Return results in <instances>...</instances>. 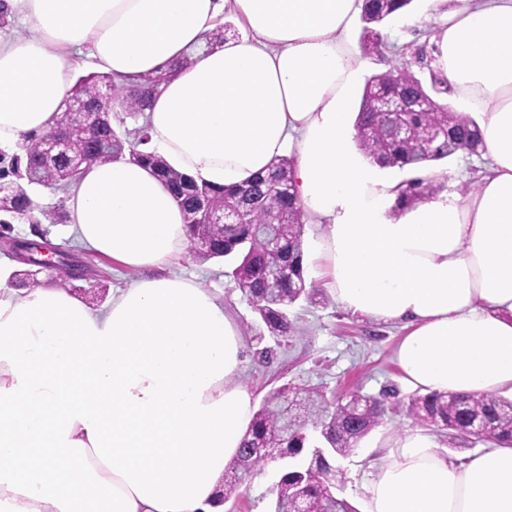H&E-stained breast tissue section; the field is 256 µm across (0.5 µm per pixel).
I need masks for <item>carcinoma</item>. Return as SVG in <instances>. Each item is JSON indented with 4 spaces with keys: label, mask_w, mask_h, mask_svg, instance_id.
<instances>
[{
    "label": "carcinoma",
    "mask_w": 512,
    "mask_h": 512,
    "mask_svg": "<svg viewBox=\"0 0 512 512\" xmlns=\"http://www.w3.org/2000/svg\"><path fill=\"white\" fill-rule=\"evenodd\" d=\"M412 0H364L361 46L370 52L383 44L379 26L396 12L405 10ZM194 53L186 54L175 66L135 79L118 81L111 74L89 73L79 77L71 97L84 102L86 134L71 141L69 155L58 156L48 167L36 166L45 138L52 132H67L56 116L52 126L40 134L22 138V153L0 167V182L9 189L0 194V212L27 219L33 202L25 184L53 186L66 190L90 166L118 160L143 163L154 169L173 190L189 220L196 202L206 199L211 207L235 206L244 211V223L233 227L189 226L193 252L203 260L224 258L233 264L232 276L238 288L251 300L255 312L276 337L292 331L288 309L307 298L302 263V236L307 215L291 192L293 160L286 156L272 159L267 173L235 187L200 185L192 177L178 172L163 157L140 151L113 128L112 119L123 126L126 119L138 120L160 86L178 69L191 63ZM108 89L112 95L109 111L96 108L98 93ZM448 92L445 81L431 75L430 85L407 68L375 74L367 79L355 120V141L366 157L386 167L421 168L431 162L449 159L459 153L473 155L482 146L476 120L443 101ZM388 93L416 99L420 105L399 113V120L410 129L413 139L391 140L382 137L391 117L376 110L375 100ZM424 141L427 150L417 149ZM440 186L424 178H411L397 185L392 214L417 205L437 194ZM284 263L291 274L270 288L265 271ZM408 413L418 422L436 425L448 431V447L477 442L512 446V401L478 395L430 393L413 396ZM384 408L378 400L360 394L346 402L326 403L314 388L284 385L270 391L254 414L239 450L238 458L224 476L220 495L228 500L238 494L251 479L261 473L269 460L252 452L256 447L284 448L299 456L307 443V429L320 431L326 445L338 457L354 453L360 440L381 424ZM481 422L485 430L474 434L472 424ZM336 472L328 461L309 459L301 467H288L276 483L274 512H287L298 495H303L316 512H357L347 499L334 494Z\"/></svg>",
    "instance_id": "obj_1"
}]
</instances>
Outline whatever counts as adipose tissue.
<instances>
[{
  "mask_svg": "<svg viewBox=\"0 0 512 512\" xmlns=\"http://www.w3.org/2000/svg\"><path fill=\"white\" fill-rule=\"evenodd\" d=\"M427 3L446 11L434 68L477 114L488 160L467 198L389 216L396 181L351 149L362 0H0L35 29L0 34V148L51 126L79 58L123 76L194 53L151 101L147 151L225 187L292 154L330 293L411 328L396 350L404 382L512 398V0ZM229 16L235 32L207 47ZM67 197L79 245L142 276L98 309L0 277V512H217L254 416L239 327L167 274L188 228L151 169L96 165ZM386 446L367 512H512V448L461 461L420 428Z\"/></svg>",
  "mask_w": 512,
  "mask_h": 512,
  "instance_id": "ef3b65f1",
  "label": "adipose tissue"
}]
</instances>
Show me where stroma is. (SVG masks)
Here are the masks:
<instances>
[{
    "mask_svg": "<svg viewBox=\"0 0 512 512\" xmlns=\"http://www.w3.org/2000/svg\"><path fill=\"white\" fill-rule=\"evenodd\" d=\"M443 21L442 12L428 11L425 0H413L405 13L384 26L383 45L366 54L367 75L406 65L417 77L429 80L433 68L430 62H418L416 51L428 46L434 29ZM485 164L484 158L459 154L432 163L428 170L436 175L442 195L452 199L461 197L464 185L477 183ZM28 192L35 205L33 217L12 220L9 229L0 233V272L11 276L22 268L14 256V243L42 240L88 264L84 276L67 283L68 292L86 303L104 305L114 290L140 278V271L83 250L70 223L55 224L46 218V211L65 204V192L38 184L29 185ZM172 271L196 279L220 297L235 318L247 344L241 381L249 387L255 402H262L272 388L284 384L318 389L331 403L346 401L356 393L385 399L387 411L382 423L353 455L335 463L342 473L340 495L358 512H365L363 483L369 475L370 463L381 454L377 442L416 425L406 410L414 390L404 383L395 360V350L406 335V328L352 316L328 292L323 277L311 275L307 281L314 287L312 297L299 300L288 310V318L296 328L294 336L275 338L237 287L230 262L203 261L190 252L173 265ZM280 471L279 462L269 463L246 490L225 502L223 512H273L272 487Z\"/></svg>",
    "mask_w": 512,
    "mask_h": 512,
    "instance_id": "obj_1",
    "label": "stroma"
}]
</instances>
